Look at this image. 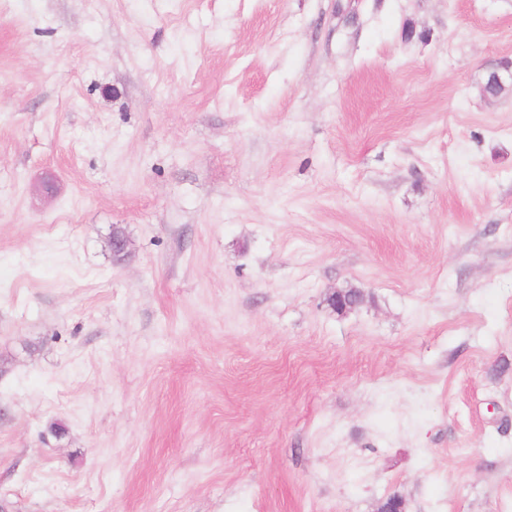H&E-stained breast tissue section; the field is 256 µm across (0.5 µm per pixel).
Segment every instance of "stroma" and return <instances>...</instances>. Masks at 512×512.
Returning a JSON list of instances; mask_svg holds the SVG:
<instances>
[{
    "instance_id": "stroma-1",
    "label": "stroma",
    "mask_w": 512,
    "mask_h": 512,
    "mask_svg": "<svg viewBox=\"0 0 512 512\" xmlns=\"http://www.w3.org/2000/svg\"><path fill=\"white\" fill-rule=\"evenodd\" d=\"M507 63L512 0H0V512H512Z\"/></svg>"
}]
</instances>
